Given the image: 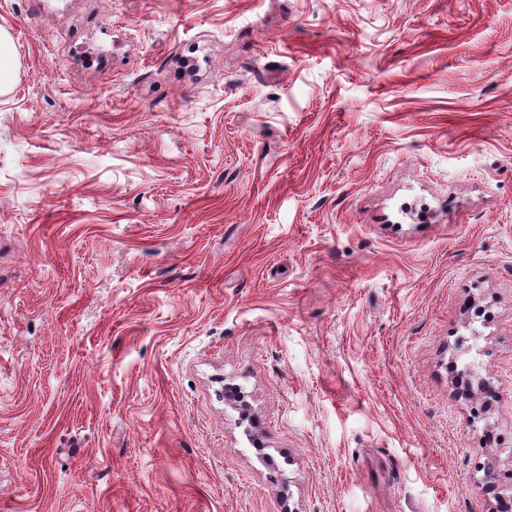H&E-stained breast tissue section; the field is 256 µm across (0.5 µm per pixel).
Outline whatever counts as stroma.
Returning <instances> with one entry per match:
<instances>
[{
    "instance_id": "obj_1",
    "label": "stroma",
    "mask_w": 512,
    "mask_h": 512,
    "mask_svg": "<svg viewBox=\"0 0 512 512\" xmlns=\"http://www.w3.org/2000/svg\"><path fill=\"white\" fill-rule=\"evenodd\" d=\"M0 30V512H500L512 0ZM15 74V62L8 37L0 31V87L9 85Z\"/></svg>"
}]
</instances>
